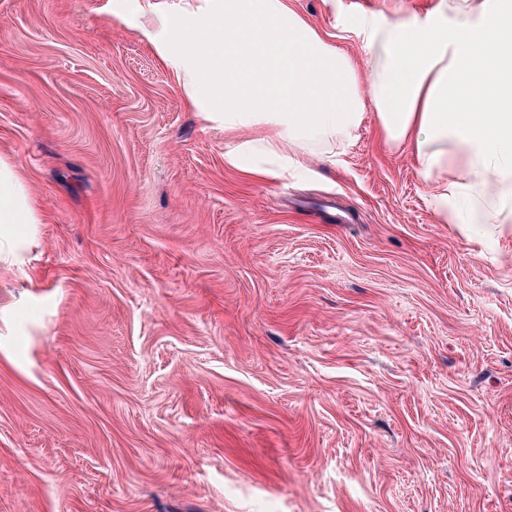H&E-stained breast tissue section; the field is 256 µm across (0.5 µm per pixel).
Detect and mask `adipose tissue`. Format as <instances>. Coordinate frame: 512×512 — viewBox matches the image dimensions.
Listing matches in <instances>:
<instances>
[{"mask_svg":"<svg viewBox=\"0 0 512 512\" xmlns=\"http://www.w3.org/2000/svg\"><path fill=\"white\" fill-rule=\"evenodd\" d=\"M154 47L224 161L277 177L345 151L373 113L386 144L411 147L443 224L512 232V0H435L425 13H355L354 62L288 0H147ZM41 217L18 164L0 158V266Z\"/></svg>","mask_w":512,"mask_h":512,"instance_id":"ef3b65f1","label":"adipose tissue"}]
</instances>
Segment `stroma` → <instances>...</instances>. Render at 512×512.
<instances>
[{
    "instance_id": "obj_1",
    "label": "stroma",
    "mask_w": 512,
    "mask_h": 512,
    "mask_svg": "<svg viewBox=\"0 0 512 512\" xmlns=\"http://www.w3.org/2000/svg\"><path fill=\"white\" fill-rule=\"evenodd\" d=\"M351 1L288 3L358 62ZM134 2L0 0L43 216L0 269V512H512V236L439 223L371 115L226 165Z\"/></svg>"
}]
</instances>
